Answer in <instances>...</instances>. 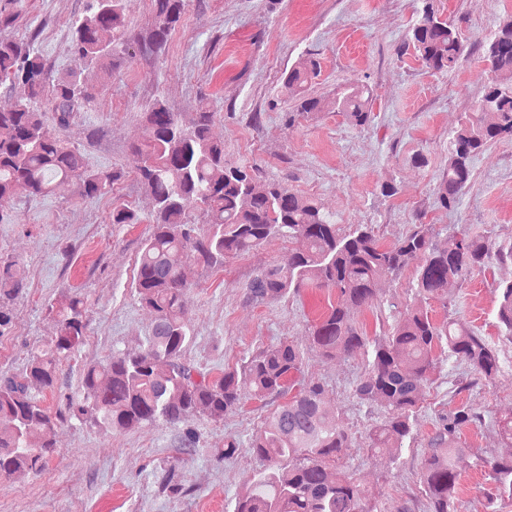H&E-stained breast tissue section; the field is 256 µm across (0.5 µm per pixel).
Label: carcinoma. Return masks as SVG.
<instances>
[{
    "instance_id": "1",
    "label": "carcinoma",
    "mask_w": 512,
    "mask_h": 512,
    "mask_svg": "<svg viewBox=\"0 0 512 512\" xmlns=\"http://www.w3.org/2000/svg\"><path fill=\"white\" fill-rule=\"evenodd\" d=\"M22 0L0 4V88L27 86L29 97L0 108V224L15 223L10 202L16 187L45 197L66 183L80 198L105 193L121 178L119 172L96 171L82 152L49 135L43 115L32 100L50 91L58 127L70 125L76 112L94 100L73 76L51 79L33 40L12 31L22 19ZM153 17L146 37L129 32L124 0H87L72 23L73 53L106 67L111 54L133 56V45L159 52L182 22L189 0H152ZM416 21L404 50H412L435 72L455 69L465 46L456 28L442 18L435 0H418ZM112 32V46L101 33ZM494 74L458 127L448 134V164L439 176L436 195L445 208L456 206L473 176L472 160L488 145L512 142V19L481 42ZM320 73L309 57L282 78L280 96L295 101L288 124L313 118L323 109L342 112L353 126L371 121L367 85L350 82L333 97L307 95ZM216 113H196L186 127L178 113L157 99L144 113V136L131 148L138 181L153 199L151 233L136 259L135 293L154 313L146 343L137 351L116 349L104 361L88 366L75 394L61 395L63 409L51 414L41 394L57 385L61 366L84 343L85 304L76 295L51 307L58 330L28 361L22 373L0 379V479L17 472H39L55 451L56 422L75 419L116 430L162 424L181 430L183 453L196 451L193 417L220 418L237 411L243 398L260 401L287 397L252 436L248 448L268 463L253 486L235 503L233 512H377L365 501L358 484L342 477L328 480L337 469L349 435L339 414L323 405L319 384L295 388L302 358L290 341L269 345L225 369L204 374L184 359L193 339L184 304L189 262L207 268L257 249L276 237L301 238L306 249L284 264L261 268L249 281L248 298L274 300L305 288L334 290L337 300L312 326L311 341L328 360L366 355L365 371L355 388L357 399L384 409L385 420L372 428L369 451L400 448L411 435L412 419L423 389L431 383L436 349L468 367L490 384L499 376L497 351L483 337L455 319L437 323L423 305L406 307L387 335L370 338L351 321L348 310L375 305L378 281L415 267L413 288L423 300L448 302V282H464L490 259L512 260V245L492 250L480 235H448L444 245L432 240L421 224L392 245L380 242L373 227L359 225L345 233L336 214L280 182H260L256 167L231 160L224 142L210 136ZM203 224L192 222L194 210ZM112 223L141 224L129 207L112 209ZM27 287L25 271L15 260H0V336L10 333L15 313L11 302ZM497 323L512 339V281L498 286ZM482 422L481 414L461 404L438 415L428 440L420 482L428 512H457V457L466 452L461 434ZM491 481L487 495H512V457H477Z\"/></svg>"
}]
</instances>
